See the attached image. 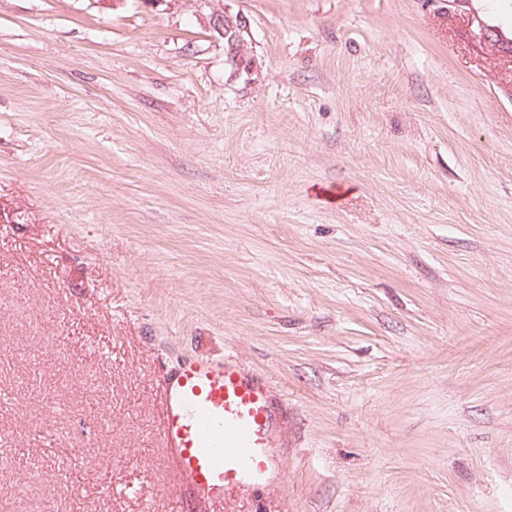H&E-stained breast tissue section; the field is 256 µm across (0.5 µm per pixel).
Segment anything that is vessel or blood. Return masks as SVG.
Instances as JSON below:
<instances>
[{
    "label": "vessel or blood",
    "mask_w": 512,
    "mask_h": 512,
    "mask_svg": "<svg viewBox=\"0 0 512 512\" xmlns=\"http://www.w3.org/2000/svg\"><path fill=\"white\" fill-rule=\"evenodd\" d=\"M159 388L163 445L181 482L213 502L264 487L273 425L264 378L201 359Z\"/></svg>",
    "instance_id": "vessel-or-blood-1"
}]
</instances>
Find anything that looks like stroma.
<instances>
[{
    "mask_svg": "<svg viewBox=\"0 0 512 512\" xmlns=\"http://www.w3.org/2000/svg\"><path fill=\"white\" fill-rule=\"evenodd\" d=\"M474 12L512 36V0H0V512H512V57ZM189 358L267 379L258 495L171 467ZM208 25L224 38V52L234 75L245 74L250 79L258 72L250 42V22L246 16L240 12L232 13L224 7L209 15ZM470 28V36L474 42L494 46L499 52L512 55V39L506 38L494 26L488 25L479 15H472Z\"/></svg>",
    "mask_w": 512,
    "mask_h": 512,
    "instance_id": "35a3bbf8",
    "label": "stroma"
}]
</instances>
